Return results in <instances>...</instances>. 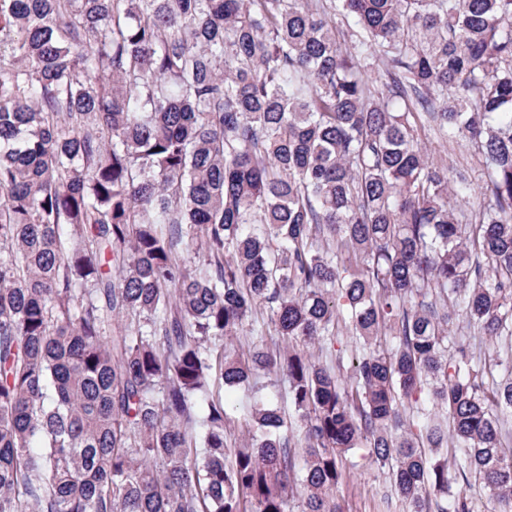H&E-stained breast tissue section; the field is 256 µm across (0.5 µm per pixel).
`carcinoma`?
<instances>
[{"label": "carcinoma", "instance_id": "obj_1", "mask_svg": "<svg viewBox=\"0 0 512 512\" xmlns=\"http://www.w3.org/2000/svg\"><path fill=\"white\" fill-rule=\"evenodd\" d=\"M507 410L512 0H0V512H342L361 447L512 512ZM422 139L427 145V148H429L434 154L446 159L448 166L464 167L469 169V171L472 172V176L476 179L474 181V187L476 188L480 177V171L477 163V156L471 148L457 143L448 144L442 140H438L431 134L427 135V137H423ZM224 402L230 408H234V414L236 416L235 424H231L230 433H231V441L234 443V440L238 437H241L245 434V425H244V414L246 411V407H248L252 403L251 395L249 392L245 390H238L236 392H224Z\"/></svg>", "mask_w": 512, "mask_h": 512}]
</instances>
